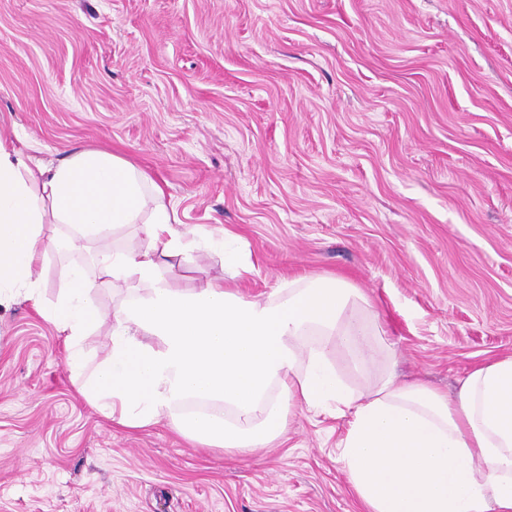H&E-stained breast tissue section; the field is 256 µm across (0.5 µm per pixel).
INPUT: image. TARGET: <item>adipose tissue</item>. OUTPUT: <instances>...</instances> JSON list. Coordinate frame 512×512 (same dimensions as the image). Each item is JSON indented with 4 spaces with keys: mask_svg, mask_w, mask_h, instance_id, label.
<instances>
[{
    "mask_svg": "<svg viewBox=\"0 0 512 512\" xmlns=\"http://www.w3.org/2000/svg\"><path fill=\"white\" fill-rule=\"evenodd\" d=\"M50 224L70 229L68 245L100 246L94 267L68 268L46 315L65 336L82 395L113 422L165 420L202 447L234 452L284 438L291 405L334 404L352 416L340 458L365 512H512V357L476 367L453 399L388 368L353 394L328 353L369 340L358 289L330 275L288 281L267 299L216 280L174 288L172 259L204 243L234 274L250 272L237 235L176 228L164 190L114 153L81 150L33 168L0 144V293L35 296L34 269L57 244ZM125 226L145 246L112 247ZM117 281L129 295L107 327L91 292ZM103 326L109 351L91 367L84 341Z\"/></svg>",
    "mask_w": 512,
    "mask_h": 512,
    "instance_id": "1",
    "label": "adipose tissue"
}]
</instances>
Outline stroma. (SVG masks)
<instances>
[{"label":"stroma","instance_id":"obj_1","mask_svg":"<svg viewBox=\"0 0 512 512\" xmlns=\"http://www.w3.org/2000/svg\"><path fill=\"white\" fill-rule=\"evenodd\" d=\"M0 142L31 165L118 154L254 265L199 251L174 287L362 290L369 361L329 354L352 392L390 363L452 395L512 356V0H0ZM95 249L47 252L44 305ZM346 429L296 406L282 441L229 454L125 428L81 395L55 326L0 297V512H362ZM239 237L233 232L226 229H218L212 232L209 240L208 247L215 252H219L224 256V266L233 270L235 276H241L242 273H249L251 271V264L245 257L239 247L235 246L238 243Z\"/></svg>","mask_w":512,"mask_h":512}]
</instances>
